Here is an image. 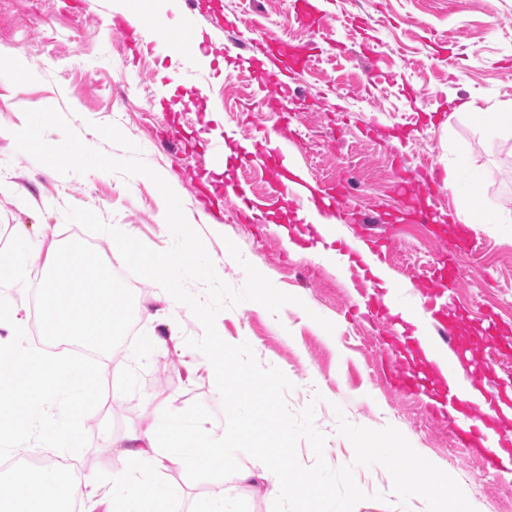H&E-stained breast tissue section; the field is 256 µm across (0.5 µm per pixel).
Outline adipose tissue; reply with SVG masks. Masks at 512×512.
Listing matches in <instances>:
<instances>
[{"mask_svg": "<svg viewBox=\"0 0 512 512\" xmlns=\"http://www.w3.org/2000/svg\"><path fill=\"white\" fill-rule=\"evenodd\" d=\"M444 187L448 208L459 221L490 224L512 236V210L485 211L474 195L472 181L464 179L458 167L448 168ZM9 236L10 247L0 248V280L23 277L36 267L42 270L37 294L43 310L44 336L57 341L76 339L107 351L122 332V314L143 311L141 297L129 295L114 283L111 262L98 263L88 270L77 268L73 253L84 246V239L73 237L58 243L46 234H32L24 224L12 225ZM150 263L163 284L162 305L154 315L169 326L173 323L172 303L177 298L180 275H205L209 269L202 262H188L179 253L154 255ZM290 436L273 398H266L255 411L244 394L226 404L219 419L202 410L169 408L155 413L145 430L130 432L120 441L119 452L135 466H146L157 473L171 463L196 471L225 465L236 457L243 441L256 437L261 439L271 463L267 477L283 485L287 479L272 463L287 448Z\"/></svg>", "mask_w": 512, "mask_h": 512, "instance_id": "obj_1", "label": "adipose tissue"}]
</instances>
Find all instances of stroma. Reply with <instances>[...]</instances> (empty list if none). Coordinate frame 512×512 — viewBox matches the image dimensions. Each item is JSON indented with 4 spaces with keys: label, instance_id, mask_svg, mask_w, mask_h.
Wrapping results in <instances>:
<instances>
[{
    "label": "stroma",
    "instance_id": "35a3bbf8",
    "mask_svg": "<svg viewBox=\"0 0 512 512\" xmlns=\"http://www.w3.org/2000/svg\"><path fill=\"white\" fill-rule=\"evenodd\" d=\"M293 0H174L167 11L173 28L193 18L202 54L210 58L203 81L186 78L181 56L155 42L150 28L117 30L112 0H0V54L19 55L35 80H0V225L34 224L62 241L88 240L89 261L109 248L97 227L128 228L139 256L124 267L130 291L153 301L161 290L146 257L179 250L163 235L157 217L176 205L201 236L218 277L239 288L242 262H249L280 291L296 296L279 314L246 301L226 309L216 329L229 344L240 337L265 366L292 382L291 412L315 407V426L325 438L324 457L339 467L354 459L334 414L373 429L397 428L413 448L454 477L477 512H512V476L488 462L481 449L461 444L429 398L443 383L436 369L411 361L414 333L383 304L380 279L351 269L342 278L336 263L291 258L275 229L295 220L280 198L274 169L255 159L213 166L204 141L216 136L232 150L261 151L267 136L308 181L342 208L339 241L367 248L423 312H436L452 331V348L465 379L484 395L512 389V237L489 224L448 217L442 188L446 165L464 160L479 176L475 192L488 210L512 208V133L491 130L455 116L457 104L474 102L480 112L512 103V0H323L319 11L296 18ZM281 27H273V20ZM252 26L262 46L284 42L296 58L286 60V94L266 90L265 54L244 48L242 62L229 52L232 31ZM52 111L51 141L70 143L114 158L96 170L64 156L45 167L39 155L18 151L13 133L31 113ZM176 178L174 195L152 179ZM246 182L263 219L226 202V179ZM243 256L235 261L228 243ZM41 276L0 282V296L20 308L25 341L40 346V310L32 304ZM370 281L375 291L359 308L348 282ZM325 318L335 336L322 334ZM133 338L119 336L99 363L104 393L83 419L87 446L77 454L37 444L17 449L46 463L92 465L113 475L125 458L115 447L132 429H145L156 410L177 405L221 415L208 370L187 378L181 358L196 351L150 352L144 338L156 321L139 315ZM477 351L496 362L492 373L473 370ZM416 376L421 390L403 388ZM124 393L114 405L113 391ZM264 450L243 448L238 466L253 470L245 482L216 470L185 472L170 467L166 481L183 489L179 512H194L205 498L229 496L241 512H272L279 489L261 478ZM366 492L355 512H415L418 501L392 496L382 466L356 467ZM382 500H375V493Z\"/></svg>",
    "mask_w": 512,
    "mask_h": 512
}]
</instances>
